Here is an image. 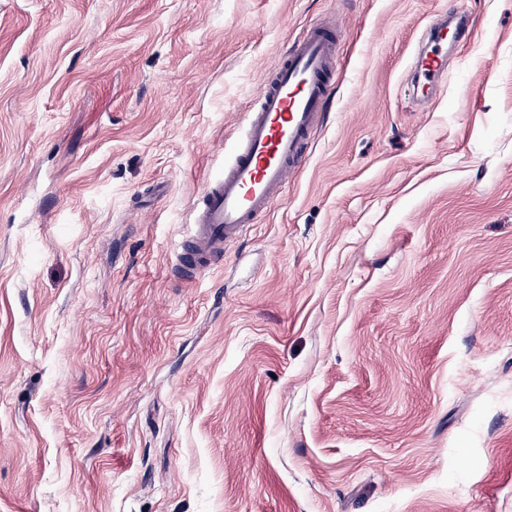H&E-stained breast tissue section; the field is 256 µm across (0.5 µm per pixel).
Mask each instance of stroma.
Listing matches in <instances>:
<instances>
[{"label":"stroma","mask_w":512,"mask_h":512,"mask_svg":"<svg viewBox=\"0 0 512 512\" xmlns=\"http://www.w3.org/2000/svg\"><path fill=\"white\" fill-rule=\"evenodd\" d=\"M330 15L305 164L177 279ZM0 512H512V0H0ZM417 69L424 79L422 98L427 99V91L448 78L447 57L442 50L432 51L418 59Z\"/></svg>","instance_id":"1"}]
</instances>
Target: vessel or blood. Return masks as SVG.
<instances>
[{
    "instance_id": "obj_1",
    "label": "vessel or blood",
    "mask_w": 512,
    "mask_h": 512,
    "mask_svg": "<svg viewBox=\"0 0 512 512\" xmlns=\"http://www.w3.org/2000/svg\"><path fill=\"white\" fill-rule=\"evenodd\" d=\"M341 27L322 21L292 41L269 68L263 88L242 117L243 133L222 172L206 184L188 232L177 245L175 270L184 278L224 262V246L242 237L282 199L306 160L334 82L336 37ZM437 51L420 57L424 89L448 77L440 46L446 26L430 23Z\"/></svg>"
}]
</instances>
